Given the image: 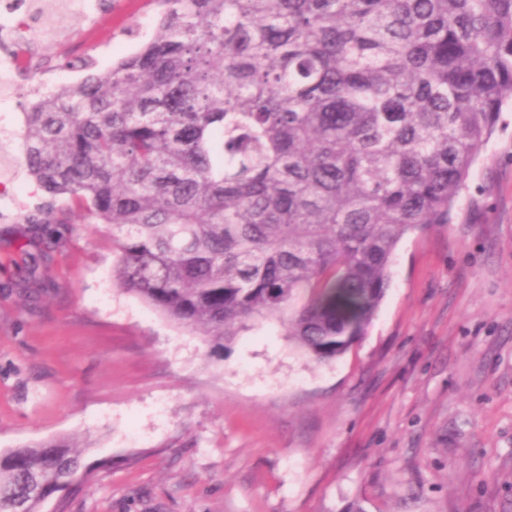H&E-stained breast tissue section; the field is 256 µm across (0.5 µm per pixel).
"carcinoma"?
Returning <instances> with one entry per match:
<instances>
[{"instance_id":"cac0c4a2","label":"carcinoma","mask_w":512,"mask_h":512,"mask_svg":"<svg viewBox=\"0 0 512 512\" xmlns=\"http://www.w3.org/2000/svg\"><path fill=\"white\" fill-rule=\"evenodd\" d=\"M157 2L135 53L23 113L45 201L21 221L112 226L115 286L215 350L275 319L341 357L512 112V0ZM79 470L64 439L0 452V512H40Z\"/></svg>"}]
</instances>
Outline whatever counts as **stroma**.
Listing matches in <instances>:
<instances>
[{
  "mask_svg": "<svg viewBox=\"0 0 512 512\" xmlns=\"http://www.w3.org/2000/svg\"><path fill=\"white\" fill-rule=\"evenodd\" d=\"M54 68L0 97V451L66 438L84 478L42 512H512V112L449 223L408 236L364 336L319 363L273 320L222 357L113 286L112 230L22 237L40 203L11 164L39 85L135 51L156 7L87 0ZM44 252L43 288H13Z\"/></svg>",
  "mask_w": 512,
  "mask_h": 512,
  "instance_id": "35a3bbf8",
  "label": "stroma"
}]
</instances>
